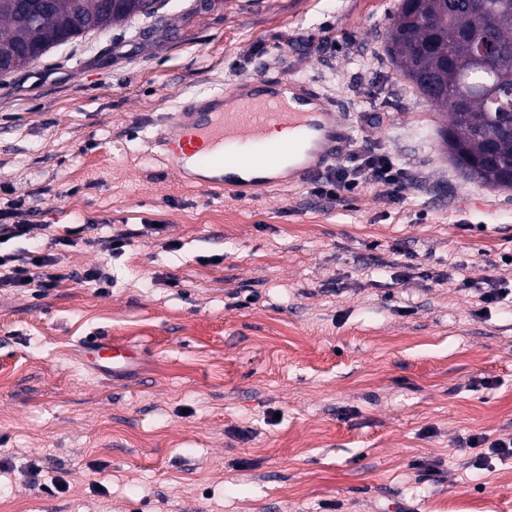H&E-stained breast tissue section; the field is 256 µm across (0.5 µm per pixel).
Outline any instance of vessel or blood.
I'll use <instances>...</instances> for the list:
<instances>
[{"mask_svg": "<svg viewBox=\"0 0 512 512\" xmlns=\"http://www.w3.org/2000/svg\"><path fill=\"white\" fill-rule=\"evenodd\" d=\"M273 126L288 128V140H269ZM351 138L312 82L264 74L188 98L150 147L184 181L238 195L303 180L336 162ZM82 347L104 376H123L136 360L102 336L85 338Z\"/></svg>", "mask_w": 512, "mask_h": 512, "instance_id": "vessel-or-blood-1", "label": "vessel or blood"}]
</instances>
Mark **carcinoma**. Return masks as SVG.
<instances>
[{"instance_id": "carcinoma-1", "label": "carcinoma", "mask_w": 512, "mask_h": 512, "mask_svg": "<svg viewBox=\"0 0 512 512\" xmlns=\"http://www.w3.org/2000/svg\"><path fill=\"white\" fill-rule=\"evenodd\" d=\"M153 0H0V68L22 69L26 52L44 54L89 31L150 11ZM494 46L490 63L472 38ZM392 65L448 112L441 134L448 161L466 178L500 188L512 182V0H407L386 38Z\"/></svg>"}]
</instances>
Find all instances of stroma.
Wrapping results in <instances>:
<instances>
[{"mask_svg":"<svg viewBox=\"0 0 512 512\" xmlns=\"http://www.w3.org/2000/svg\"><path fill=\"white\" fill-rule=\"evenodd\" d=\"M398 4L156 0L0 74V208L32 227L0 256L38 244L66 273L39 298L0 288L9 512H512V460L476 470L467 446L512 438V311L443 281L512 283V191L449 162L448 116L384 52ZM276 71L348 126L382 113L375 144L417 183L395 203H331L309 178L217 197L153 156L186 98ZM72 224L86 242L56 250ZM99 265L110 287L84 282ZM87 336L140 359L94 373Z\"/></svg>","mask_w":512,"mask_h":512,"instance_id":"1","label":"stroma"}]
</instances>
